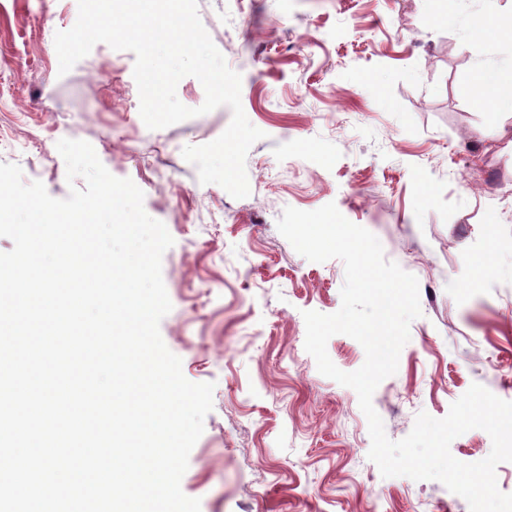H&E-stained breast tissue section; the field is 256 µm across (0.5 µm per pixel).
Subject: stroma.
<instances>
[{"label": "stroma", "mask_w": 512, "mask_h": 512, "mask_svg": "<svg viewBox=\"0 0 512 512\" xmlns=\"http://www.w3.org/2000/svg\"><path fill=\"white\" fill-rule=\"evenodd\" d=\"M197 3L264 133L248 197L201 184L182 156L221 135L228 107L147 129L135 55L104 43L59 75L54 37L77 0H0V163L63 199L84 181L68 183L56 144L87 141L172 236L160 333L189 381L215 385L181 480L200 512H469L442 483L369 460L356 392L304 347L302 313L339 310L344 265L307 260L277 221L335 203L433 288L373 395L390 439L420 412L445 417L475 382L512 401V111L498 107L512 88L478 73L490 39L512 46V0Z\"/></svg>", "instance_id": "obj_1"}]
</instances>
